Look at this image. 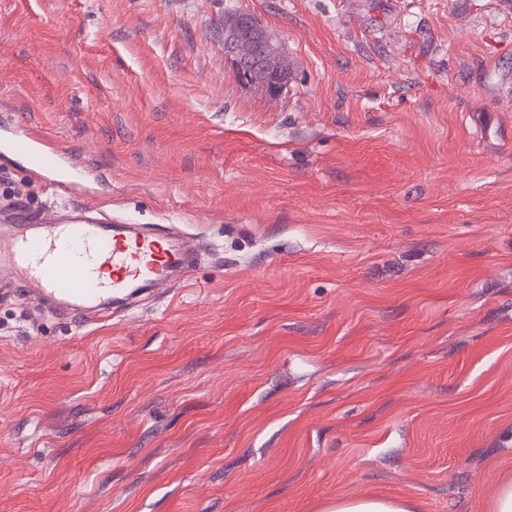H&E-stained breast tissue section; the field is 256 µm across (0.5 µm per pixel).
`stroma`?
Returning a JSON list of instances; mask_svg holds the SVG:
<instances>
[{
  "label": "stroma",
  "mask_w": 512,
  "mask_h": 512,
  "mask_svg": "<svg viewBox=\"0 0 512 512\" xmlns=\"http://www.w3.org/2000/svg\"><path fill=\"white\" fill-rule=\"evenodd\" d=\"M293 78L236 79L224 13ZM0 199L186 224L91 327L0 300V512H486L512 472V0H0ZM41 139L37 136L27 135L9 142L5 146V150L25 152L30 157L33 171L36 173L54 170L60 166L59 154L43 149ZM412 500H392L383 497L339 498L321 506L320 512H417Z\"/></svg>",
  "instance_id": "obj_1"
}]
</instances>
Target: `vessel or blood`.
Segmentation results:
<instances>
[{
  "mask_svg": "<svg viewBox=\"0 0 512 512\" xmlns=\"http://www.w3.org/2000/svg\"><path fill=\"white\" fill-rule=\"evenodd\" d=\"M7 148L26 153L37 173L60 165L58 153L43 149L37 136ZM197 258L192 239L171 224H116L88 204L44 213L21 198L0 203V280H22L27 294L85 325L184 281Z\"/></svg>",
  "mask_w": 512,
  "mask_h": 512,
  "instance_id": "b4317fda",
  "label": "vessel or blood"
}]
</instances>
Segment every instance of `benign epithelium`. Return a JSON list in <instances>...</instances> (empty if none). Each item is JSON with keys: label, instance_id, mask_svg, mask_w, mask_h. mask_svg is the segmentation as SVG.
<instances>
[{"label": "benign epithelium", "instance_id": "1", "mask_svg": "<svg viewBox=\"0 0 512 512\" xmlns=\"http://www.w3.org/2000/svg\"><path fill=\"white\" fill-rule=\"evenodd\" d=\"M224 57L238 80L253 83L251 68L256 63L262 72L273 74L269 96L276 97L283 89L284 83L277 79L288 73L282 48L253 16L245 13L224 21Z\"/></svg>", "mask_w": 512, "mask_h": 512}]
</instances>
